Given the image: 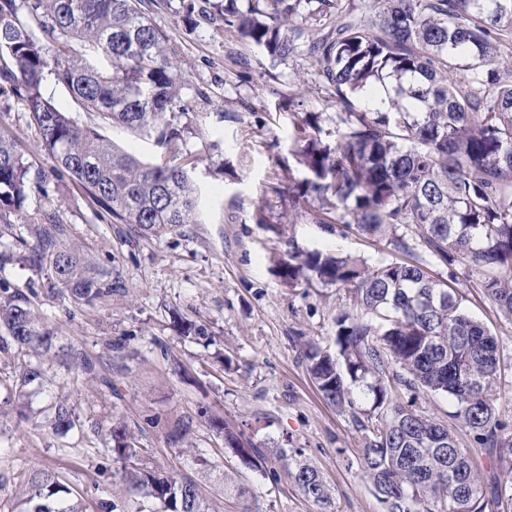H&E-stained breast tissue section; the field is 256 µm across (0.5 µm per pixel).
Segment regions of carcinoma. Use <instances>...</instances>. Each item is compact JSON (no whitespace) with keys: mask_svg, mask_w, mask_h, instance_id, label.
Instances as JSON below:
<instances>
[{"mask_svg":"<svg viewBox=\"0 0 512 512\" xmlns=\"http://www.w3.org/2000/svg\"><path fill=\"white\" fill-rule=\"evenodd\" d=\"M342 0H221L224 26L286 59L297 52L299 10L331 21L306 55L336 103V146L322 143L319 116L297 125L295 154L306 177L288 188L291 210L335 199L319 224L355 225L405 259L369 265L339 252L273 254L290 285L317 282L345 292L335 322L336 354L307 341L302 358L325 402L350 415L362 433L365 473L384 512H487L490 501L512 504V485L487 488L470 456L440 424L415 408L420 391L447 395L478 444L512 473V432L496 418L501 372L496 338L465 313L448 277L475 274L490 300L512 318V59L497 39L512 33V0H376L373 19L343 14ZM165 0H0V86L21 99L57 172L78 184L100 216L138 235L160 236L199 221V193L184 150L178 52L152 14ZM86 55H70V42ZM465 75V84L458 76ZM63 85L72 103L104 124L155 138L163 157L144 162L122 151L95 126L78 124L43 93ZM29 167L14 136L0 132V219L25 213ZM26 261L75 305L92 306L124 288L108 267L92 266L65 246L56 213L30 228ZM26 293L0 279V401L24 405L48 394L42 426L55 435L84 433L68 400L53 394V365L95 375L97 362L75 346L57 345L53 328ZM184 338L207 335L181 318ZM410 393L402 402L396 391ZM371 402L366 409L361 401ZM113 452L124 464L126 489L161 512H209L195 481L160 472L153 449L108 419ZM224 447L276 482L270 454L299 490L331 503L319 472L295 448H268L228 422L211 421ZM194 428L179 420L174 444ZM26 496L11 512H86L72 489L47 469L24 467Z\"/></svg>","mask_w":512,"mask_h":512,"instance_id":"obj_1","label":"carcinoma"}]
</instances>
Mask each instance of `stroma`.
I'll return each instance as SVG.
<instances>
[{
	"label": "stroma",
	"mask_w": 512,
	"mask_h": 512,
	"mask_svg": "<svg viewBox=\"0 0 512 512\" xmlns=\"http://www.w3.org/2000/svg\"><path fill=\"white\" fill-rule=\"evenodd\" d=\"M155 23L178 46L184 78L182 98L191 132L186 149L194 159L192 179L200 191L199 223L160 237L130 233L98 214L83 190L59 177L41 148L22 100L0 94V129L13 133L30 167L32 189L24 218L10 217L11 234L0 237V251L27 236L43 212H55L68 246L92 262L111 267L126 288L92 307H76L56 297L46 277L21 260L0 270L36 302L61 342L82 348L111 376L119 389L111 395L96 380L58 371L61 391L84 420L106 415L128 425L152 448L159 468L192 477L204 490L210 512H229L224 480L248 487L263 512H322L288 476L270 482L261 472L225 449L221 436L196 414L208 405L225 420L246 425L255 441L268 447L300 449L330 487L335 512H383L363 475L361 434L348 414L328 405L310 378L299 337L332 347L334 318L341 292L320 285L283 284L269 262L286 245L258 217L277 223L287 198L271 185L300 181L292 155L299 149L296 125L303 113H320L321 138L335 145L336 104L317 83L310 60L298 52L273 59L225 28L221 15L208 10L186 32L181 0L156 13ZM328 201H312L286 231L297 248L333 249L369 264L398 255L374 239L341 224L314 223ZM475 319L495 335L506 366L494 405L498 419L512 423V320L486 296L478 276L450 281ZM201 319L214 334L212 344L181 338L177 313ZM125 339L124 358L109 342ZM233 360L222 369L219 358ZM44 395L32 396L26 419L0 410V500L19 492V466L46 468L78 493L84 503L118 499L123 493L121 462L103 457L108 431L86 439L56 437L41 427ZM416 407L448 427L484 480L503 470L487 449L455 417L453 402L442 395L419 394ZM193 417L195 430L184 445H171L167 426ZM206 451L209 466L190 462L191 451Z\"/></svg>",
	"instance_id": "1"
}]
</instances>
